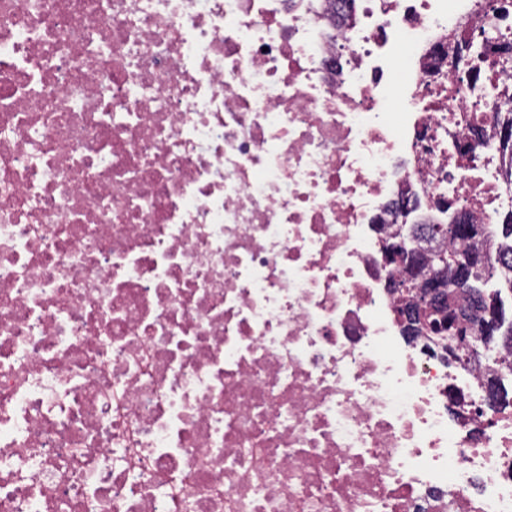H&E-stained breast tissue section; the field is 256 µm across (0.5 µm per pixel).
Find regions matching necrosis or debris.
Returning a JSON list of instances; mask_svg holds the SVG:
<instances>
[{"label": "necrosis or debris", "mask_w": 512, "mask_h": 512, "mask_svg": "<svg viewBox=\"0 0 512 512\" xmlns=\"http://www.w3.org/2000/svg\"><path fill=\"white\" fill-rule=\"evenodd\" d=\"M475 26L512 0H0V512H512V348L407 341L379 251L512 216Z\"/></svg>", "instance_id": "necrosis-or-debris-1"}]
</instances>
